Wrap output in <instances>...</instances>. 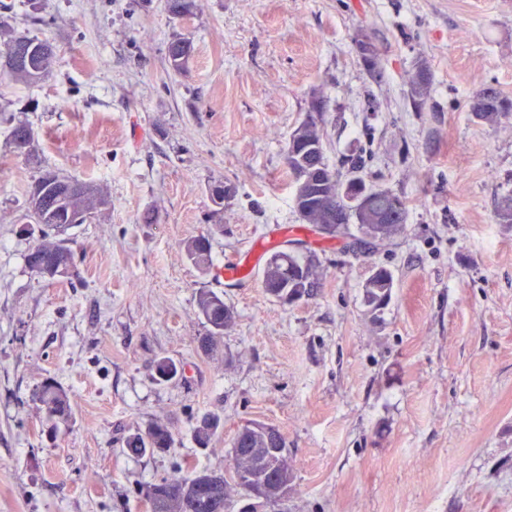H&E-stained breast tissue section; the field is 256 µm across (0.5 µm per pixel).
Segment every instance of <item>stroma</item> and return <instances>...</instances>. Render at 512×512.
<instances>
[{
	"mask_svg": "<svg viewBox=\"0 0 512 512\" xmlns=\"http://www.w3.org/2000/svg\"><path fill=\"white\" fill-rule=\"evenodd\" d=\"M0 20L49 39L53 74L0 80V512H148L143 487L189 467L221 471L248 423L275 426L293 466L286 501L262 512H512V117L473 119L488 84L512 97V0H194L171 18L164 0H4ZM190 35L186 71L165 60ZM385 68L368 81L355 49ZM426 60L432 108L412 111L408 73ZM329 98V164L407 201L402 233L346 253L293 207L283 147L312 91ZM29 123L37 160L6 151ZM94 182L111 201L70 228L73 280L26 265V190L40 169ZM230 190L222 212L212 182ZM211 237L214 265L257 242L297 240L318 284L292 305L263 290V260L217 281L183 243ZM388 268V305L364 286ZM236 312L209 353L196 296ZM162 357L182 377L155 378ZM56 379L71 395L61 424L32 400ZM219 415L204 449L192 433ZM165 423L174 445L133 456L125 436ZM365 284L364 301L372 311L382 310L391 298L393 276L385 267H377ZM223 428V423L215 414H204L197 422L193 431V440L197 447L207 448L212 440L218 435Z\"/></svg>",
	"mask_w": 512,
	"mask_h": 512,
	"instance_id": "obj_1",
	"label": "stroma"
}]
</instances>
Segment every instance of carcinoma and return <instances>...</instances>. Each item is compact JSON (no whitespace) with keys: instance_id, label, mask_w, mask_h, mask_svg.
<instances>
[{"instance_id":"cac0c4a2","label":"carcinoma","mask_w":512,"mask_h":512,"mask_svg":"<svg viewBox=\"0 0 512 512\" xmlns=\"http://www.w3.org/2000/svg\"><path fill=\"white\" fill-rule=\"evenodd\" d=\"M166 12L173 18L182 19L192 14L194 0H164ZM19 45L22 63L14 66H0V78L14 83L30 85L47 78L57 63V54L52 42L37 36L18 32L10 24L0 21V49ZM194 53L190 36L175 35L167 43L166 61L174 72L187 69ZM363 69L374 84L384 78L380 58L362 61ZM407 100L412 109L423 112L430 107L433 91V74L424 60L415 62L407 80ZM328 97L321 92H312L304 118L298 129L304 139L303 147L295 153L288 168L301 169L313 180L310 191L300 200L296 209L301 220L311 226L334 224L344 226L355 224V230L342 232L347 242L343 248L353 255H360L356 242H368L374 249L391 240L403 230L407 220V206L402 196L386 190H378L360 180L358 192L366 193L365 203L358 210L347 212L349 205H336V195L341 187L340 174L333 169L326 157L323 131V116L327 111ZM474 119L495 125L512 114V98L504 95L497 87L487 85L476 92L469 104ZM29 124L19 122L11 129L6 146L14 155L24 154L36 157V147L31 145ZM110 205L109 200L91 181H82L65 176L54 170H45L33 181L28 190V212L30 223L37 225L38 237L26 254V263L37 275L55 278L58 270H64V277L73 275L76 268L74 253L64 237L71 227L70 217H81L86 223L102 213ZM341 208L342 218L336 220V208ZM188 260L203 271L213 267L210 237L201 234L184 243ZM317 265L311 256H298L283 249L273 251L266 259L262 272V287L266 294L277 300L286 293L296 292L300 280L308 279L314 287ZM394 286L391 272L380 267L365 284L364 301L373 311L382 310L391 298ZM198 315L209 327L201 349L209 352L215 339L224 335L236 320L234 309L224 302V296L211 290H202L196 299ZM160 380L166 382L181 375V366L170 358H161L155 365ZM33 400L46 413L64 423L72 416V405L68 392L55 379H45L33 393ZM223 428L215 414L207 413L197 422L193 440L197 447L207 448ZM173 437L167 425L155 422L143 431L125 437L124 448L135 455H145L171 447ZM232 447L241 451L247 448H267L277 467L272 476L280 477V471H292L284 437L273 426L256 423L254 427L243 426L235 435ZM195 467L187 468L185 474L170 480L148 486L145 495L150 497L151 512H228L229 506L243 496L248 487V470L244 463L231 458L229 468L223 472L205 471L206 479L198 477Z\"/></svg>"}]
</instances>
